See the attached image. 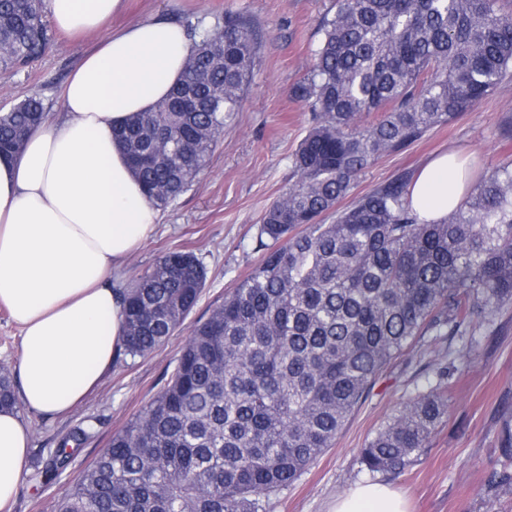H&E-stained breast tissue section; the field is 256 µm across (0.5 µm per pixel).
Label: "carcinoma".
<instances>
[{
    "instance_id": "obj_1",
    "label": "carcinoma",
    "mask_w": 512,
    "mask_h": 512,
    "mask_svg": "<svg viewBox=\"0 0 512 512\" xmlns=\"http://www.w3.org/2000/svg\"><path fill=\"white\" fill-rule=\"evenodd\" d=\"M504 2L336 0L294 89L311 124L292 156L295 181L260 219V258L195 324L162 391L112 436L57 512H267L270 495L333 447L416 337L471 336L512 307L511 160L436 222L412 210L404 175L338 208L376 160L473 111L512 77ZM46 13L47 0H0L1 70L44 54ZM186 31L195 51L168 97L113 130L159 208L204 169L256 67L257 37L243 15ZM189 95L202 108L176 111ZM45 121L37 92L0 112V153L19 152ZM206 280L194 252L174 250L122 289L124 355L165 344ZM2 408L19 400L0 368ZM447 415L438 383L400 407L360 464L372 474L405 469ZM86 438L72 429L39 456L41 474H61Z\"/></svg>"
}]
</instances>
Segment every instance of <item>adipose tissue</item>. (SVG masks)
<instances>
[{
    "instance_id": "adipose-tissue-1",
    "label": "adipose tissue",
    "mask_w": 512,
    "mask_h": 512,
    "mask_svg": "<svg viewBox=\"0 0 512 512\" xmlns=\"http://www.w3.org/2000/svg\"><path fill=\"white\" fill-rule=\"evenodd\" d=\"M122 0H48L68 34L100 31ZM193 49L183 27L148 21L110 34L77 66L62 92L63 116L45 123L22 152L0 157V305L21 331L20 399L64 415L111 369L123 314L116 273L152 235L159 212L131 173L113 126L153 108L181 78ZM464 152L429 161L409 197L419 219H442L468 186ZM30 428L0 412V512L22 479ZM331 512H406L386 484L365 481Z\"/></svg>"
}]
</instances>
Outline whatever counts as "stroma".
<instances>
[{
    "mask_svg": "<svg viewBox=\"0 0 512 512\" xmlns=\"http://www.w3.org/2000/svg\"><path fill=\"white\" fill-rule=\"evenodd\" d=\"M333 0H125L110 28L151 19L210 26L225 12L243 13L254 26L259 62L239 112L192 187L165 209L152 237L127 262L119 284L127 286L166 252L191 250L207 269L206 286L180 329L154 353L130 362L116 359L100 387L69 415L20 413L31 444L12 512H55L65 491L164 386L173 361L196 322L223 302L260 253L256 238L265 209L293 183L291 157L310 126V114L292 90L307 73L319 43V20ZM49 50L26 68L0 71V110L40 93L50 118L62 114L63 86L98 36L71 38L49 29ZM512 80L504 81L472 112L429 132L409 148L382 156L359 178L361 195L400 174H414L433 155L465 151L473 180L512 159ZM455 368L447 379L448 416L427 447L402 472L380 481L400 493L408 512H512V485L491 482L492 470L512 464L501 432L512 427V308L473 339L423 336L394 358L356 408L333 448L319 456L289 487L272 495L267 512H329L336 496L369 480L359 452L409 398L435 385L437 352ZM89 438L60 477L45 480L37 467L40 449L56 448L76 426Z\"/></svg>",
    "mask_w": 512,
    "mask_h": 512,
    "instance_id": "stroma-1",
    "label": "stroma"
}]
</instances>
